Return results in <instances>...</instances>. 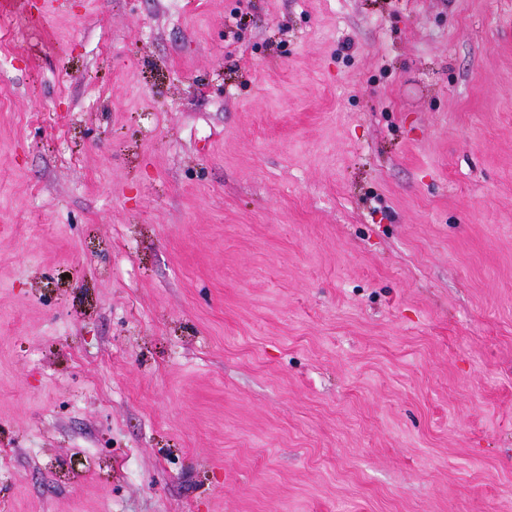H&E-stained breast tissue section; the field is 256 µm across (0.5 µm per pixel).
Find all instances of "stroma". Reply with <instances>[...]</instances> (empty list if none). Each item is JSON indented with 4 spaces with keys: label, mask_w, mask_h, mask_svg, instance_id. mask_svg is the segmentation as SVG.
<instances>
[{
    "label": "stroma",
    "mask_w": 512,
    "mask_h": 512,
    "mask_svg": "<svg viewBox=\"0 0 512 512\" xmlns=\"http://www.w3.org/2000/svg\"><path fill=\"white\" fill-rule=\"evenodd\" d=\"M0 512H512V0L0 11Z\"/></svg>",
    "instance_id": "35a3bbf8"
}]
</instances>
